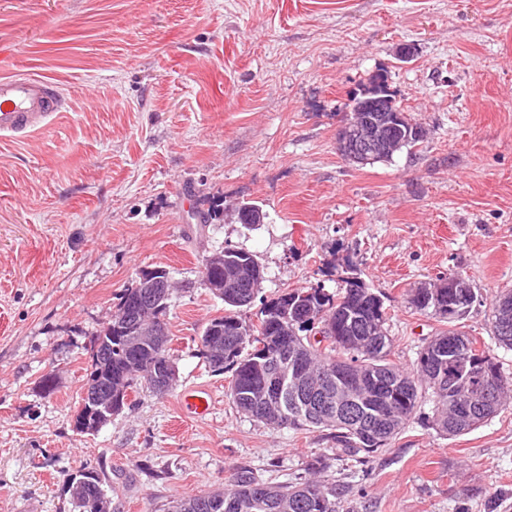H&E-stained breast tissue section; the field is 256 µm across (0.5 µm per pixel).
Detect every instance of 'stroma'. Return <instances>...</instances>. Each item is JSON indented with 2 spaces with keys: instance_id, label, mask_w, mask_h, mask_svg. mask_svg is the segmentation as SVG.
Here are the masks:
<instances>
[{
  "instance_id": "stroma-1",
  "label": "stroma",
  "mask_w": 512,
  "mask_h": 512,
  "mask_svg": "<svg viewBox=\"0 0 512 512\" xmlns=\"http://www.w3.org/2000/svg\"><path fill=\"white\" fill-rule=\"evenodd\" d=\"M1 74L45 78L65 106L0 139V512H77L68 480L86 466L109 512H167L242 468L288 484L319 455L344 512H512V406L456 437L420 414L361 465L328 433L239 412L199 343L224 311L203 263L226 246L265 271L243 321L282 290L356 277L407 369L441 328L409 289L460 273L477 294L462 326L512 378L490 324L512 287V0H0ZM376 74L425 136L353 165L336 132ZM213 198L223 221L200 223ZM242 201L262 224L235 220ZM156 267L174 285L177 382L163 396L137 384L79 434L94 338ZM199 389L203 415L183 404Z\"/></svg>"
}]
</instances>
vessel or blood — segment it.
Segmentation results:
<instances>
[{
	"mask_svg": "<svg viewBox=\"0 0 512 512\" xmlns=\"http://www.w3.org/2000/svg\"><path fill=\"white\" fill-rule=\"evenodd\" d=\"M63 108L56 86L37 77L0 78V135L26 137Z\"/></svg>",
	"mask_w": 512,
	"mask_h": 512,
	"instance_id": "vessel-or-blood-1",
	"label": "vessel or blood"
}]
</instances>
